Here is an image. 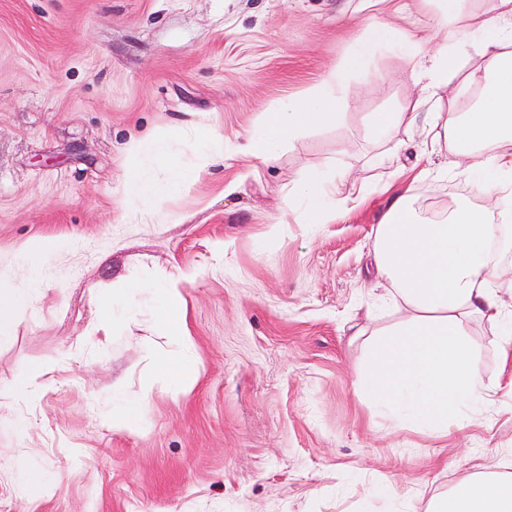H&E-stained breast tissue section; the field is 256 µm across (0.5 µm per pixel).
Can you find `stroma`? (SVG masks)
I'll return each instance as SVG.
<instances>
[{
  "label": "stroma",
  "instance_id": "obj_1",
  "mask_svg": "<svg viewBox=\"0 0 512 512\" xmlns=\"http://www.w3.org/2000/svg\"><path fill=\"white\" fill-rule=\"evenodd\" d=\"M403 2L342 121L253 168L230 154L210 164L204 132L243 141L269 103L341 65L362 0H0V279L24 286V244H69L0 338V512H357L381 477L424 512L482 467L512 471V379L489 323L474 333L499 385L447 434L392 428L354 386L350 328L385 292L365 270L387 196L332 224L277 221L298 173L356 184L391 149L373 119L418 93L393 43L431 13ZM152 133L197 178L170 195L165 223L134 224L119 206L125 146ZM414 194L430 212L473 190L459 177ZM179 270L197 368L185 396L154 384L157 357L180 346L161 330V291L141 287ZM22 375L41 388L35 404L13 398ZM149 384L136 430L106 427L114 392ZM20 460L53 492L23 494Z\"/></svg>",
  "mask_w": 512,
  "mask_h": 512
}]
</instances>
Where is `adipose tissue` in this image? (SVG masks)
I'll return each mask as SVG.
<instances>
[{
    "label": "adipose tissue",
    "instance_id": "ef3b65f1",
    "mask_svg": "<svg viewBox=\"0 0 512 512\" xmlns=\"http://www.w3.org/2000/svg\"><path fill=\"white\" fill-rule=\"evenodd\" d=\"M378 2L364 17V31L345 63L311 93L260 113L247 144L208 131L210 160L230 152L254 166L269 164L278 147L336 122L348 103L351 75L369 71L388 37L391 0ZM434 2L428 21L403 32L397 43L405 74L421 91L410 110L378 113L373 127L382 140L417 131L430 135L431 153H449L452 161L420 168L413 182L461 177L476 197L459 199L433 219L421 217L411 189L390 198L374 228L366 272L389 283L396 319L383 325L369 316L352 338L365 350L355 387L366 403L392 427L442 434L449 418L479 410L495 387L483 377L473 323L494 324L502 353L512 352V0H485L478 12L468 9L467 0ZM474 56L478 64L457 79L460 62ZM469 97L473 105L460 111L459 102ZM127 155L131 173L121 203L129 213L159 223L168 196L187 184L182 165L167 138L156 135L133 138ZM146 159L166 170V183L142 173ZM343 192V180L299 174L281 217L335 223ZM59 249L55 240L20 249L17 258L30 264L32 274L27 287L0 289V337L11 335L14 309L40 293V266ZM188 278L183 271L171 275L161 319L168 335L186 346L191 339L178 284ZM426 512H512V473L467 475L433 495Z\"/></svg>",
    "mask_w": 512,
    "mask_h": 512
}]
</instances>
